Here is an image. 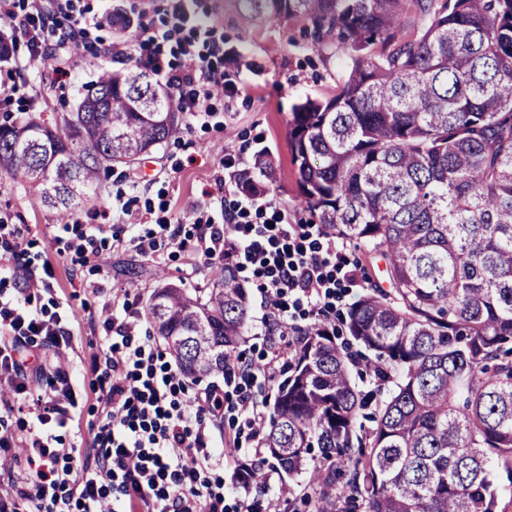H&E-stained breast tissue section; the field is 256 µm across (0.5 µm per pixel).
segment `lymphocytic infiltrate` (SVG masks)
Listing matches in <instances>:
<instances>
[{
  "instance_id": "1",
  "label": "lymphocytic infiltrate",
  "mask_w": 512,
  "mask_h": 512,
  "mask_svg": "<svg viewBox=\"0 0 512 512\" xmlns=\"http://www.w3.org/2000/svg\"><path fill=\"white\" fill-rule=\"evenodd\" d=\"M57 5L70 21L69 33L51 20L33 21L30 13L12 10L6 0H0V22L25 39L33 56L79 53L87 18L75 11L72 0H57ZM146 60L177 92L182 112L195 121L207 116L209 107L197 87H223V76L205 69L189 48L183 49L176 69L163 65L155 54ZM248 206L244 199L222 207L223 224L200 227L192 253L220 261L230 248L238 266H253L268 308L262 324L271 337L288 327V294L318 304L335 297L337 283L327 267L336 260V247H305L309 232L303 224L241 226ZM24 256L16 225L0 224V330L10 335L0 340V381L28 413L18 431H0V452L17 449L43 460L34 472L13 482L14 500L31 502L34 512H224V481L205 473L223 468L225 448L238 447L239 440L229 437L223 447H214L217 420L225 411L237 412L254 436L266 425L255 398L245 394L228 405L224 388L233 384L246 391L257 375H274L277 360L233 363L224 372L223 384L210 385L203 395L189 399L178 372L158 366V354L140 341L139 318L130 312L116 314L112 303H104L106 328L118 340L104 359L100 392L105 416L95 434L99 453L94 465H87L81 449L50 446L75 407L69 365L56 359L52 376L37 388L28 361L43 356L46 347L69 344L72 336L66 320L46 316L38 305L39 290L51 286V269L29 278L24 294H6L4 286L14 279Z\"/></svg>"
}]
</instances>
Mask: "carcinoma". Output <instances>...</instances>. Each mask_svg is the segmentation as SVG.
I'll return each mask as SVG.
<instances>
[{"label": "carcinoma", "instance_id": "cac0c4a2", "mask_svg": "<svg viewBox=\"0 0 512 512\" xmlns=\"http://www.w3.org/2000/svg\"><path fill=\"white\" fill-rule=\"evenodd\" d=\"M238 2L249 21L304 17L319 51L347 59L335 95L295 106L288 142L315 223L385 262V284L341 324L386 387L358 435L349 343L319 323L298 331L266 457L238 484L262 492L264 464L299 475L317 448L316 512H512V0ZM181 133L153 71L103 70L64 128L33 112L0 124V177L70 217L101 172ZM274 174L260 153L238 186L258 193ZM238 270L227 252L212 287L164 282L146 304L194 380L224 373L248 333Z\"/></svg>", "mask_w": 512, "mask_h": 512}]
</instances>
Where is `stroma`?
Here are the masks:
<instances>
[{"mask_svg": "<svg viewBox=\"0 0 512 512\" xmlns=\"http://www.w3.org/2000/svg\"><path fill=\"white\" fill-rule=\"evenodd\" d=\"M77 9L98 15L99 28H87L86 37L101 49L94 55L82 52L58 56L50 63L30 56L24 43H16L13 65L0 68V84L13 85L9 102L0 103V121L9 112H36L49 125H62L76 110L82 87L96 80L101 69L120 70L126 60L119 54L135 46L143 26L167 31L161 44L162 58L180 63L179 44L193 40L197 51L213 68L224 74V92L210 100L205 121L185 125L179 139L170 141L139 165L116 167L103 175L94 199L75 216L97 227L94 242L67 231L64 220L46 208L37 188L0 182V222L22 228L25 261L34 271L52 266L54 279L39 302L48 313H60L68 321L72 343L65 348L77 405L73 418L59 435L63 447L86 449L95 458L94 430L104 413L97 399L101 360L112 343L104 329L102 307L106 299L129 301L132 311L143 313L160 275L187 288H208L222 272L221 262H210L181 249L167 237L156 239L154 254L145 256L130 245L112 243V226L119 214L112 199L122 195L144 213L149 223L159 218L180 225V237L192 242L202 224L222 221L221 200H232L235 175L251 167L257 152L270 155L277 178L266 190L276 199L286 220L311 224L301 202L297 169L288 142L287 121L295 104L305 97L335 94L344 74L343 55L319 52L306 37L303 17L247 23L239 13L238 0H73ZM312 226L311 239L323 244L329 239L321 225ZM336 262L340 286L329 311L331 324H338L347 304L362 294L369 283L382 279L384 264L369 257L354 244L337 241ZM249 291L250 330L238 348L240 357L255 362L273 351L292 362L295 328L317 323L319 315L300 304L294 309L292 330L271 339L260 324L259 280L253 268L240 270ZM223 431L241 438L242 453L225 458L224 503L226 512L256 502L266 503L262 493L245 490L236 483L243 452L253 441L236 413L224 415Z\"/></svg>", "mask_w": 512, "mask_h": 512, "instance_id": "35a3bbf8", "label": "stroma"}]
</instances>
